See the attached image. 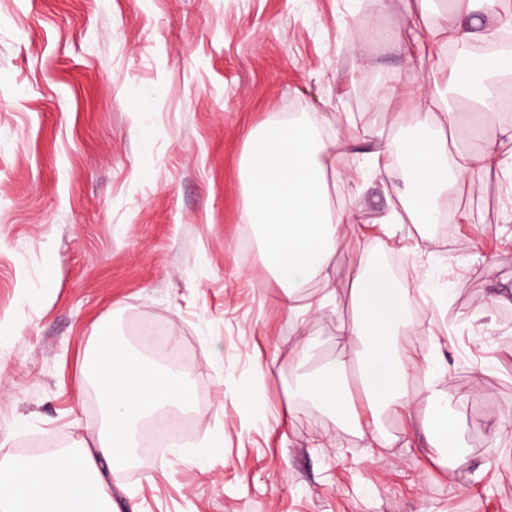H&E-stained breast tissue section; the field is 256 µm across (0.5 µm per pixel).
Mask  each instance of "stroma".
Instances as JSON below:
<instances>
[{
  "instance_id": "stroma-1",
  "label": "stroma",
  "mask_w": 512,
  "mask_h": 512,
  "mask_svg": "<svg viewBox=\"0 0 512 512\" xmlns=\"http://www.w3.org/2000/svg\"><path fill=\"white\" fill-rule=\"evenodd\" d=\"M411 0H0V459L79 446L101 420L83 375L101 325L142 347L166 326L190 360L196 429L106 472L115 512H512V178L464 180L449 234L377 218L405 211L403 179L329 183L354 215L334 258L336 307L297 328L243 217L247 134L297 109L369 147L411 130L400 100L366 103L404 74L371 36L430 38ZM372 63H365V56ZM374 244L364 248L361 232ZM425 272L403 346L415 411L377 434L341 431L304 399L303 372L352 362L336 332L348 288L382 249ZM452 385L466 463L433 459L427 386ZM265 403L249 414L246 392ZM302 405L289 423L287 404ZM333 436L331 447L313 439ZM207 439L204 460L185 440Z\"/></svg>"
}]
</instances>
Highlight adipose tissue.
Returning <instances> with one entry per match:
<instances>
[{
    "label": "adipose tissue",
    "mask_w": 512,
    "mask_h": 512,
    "mask_svg": "<svg viewBox=\"0 0 512 512\" xmlns=\"http://www.w3.org/2000/svg\"><path fill=\"white\" fill-rule=\"evenodd\" d=\"M480 2L486 7V20L478 32L460 21H447L446 11L437 10L435 0H413V14L424 19L437 11V31L448 33L452 44L465 49L474 38L493 42L512 30V18L502 16L494 0ZM506 75H512V51L470 57L452 84L470 90L475 110L491 123L498 109L495 81ZM390 98L405 100L418 110L422 134L402 136L360 153L321 126L292 117L271 122L247 137L244 216L284 290L289 317H296L298 292L309 283L323 286L319 302L307 304L309 314L337 300L332 281L336 237L342 225L353 221L350 211H333L328 205L327 181L342 177L338 158L352 156L365 182L402 170L411 208L381 216L385 229L431 222L439 199L460 179L508 166L491 141L464 153L449 151L445 130L453 122V109L439 86L416 89L398 78L380 88L373 101ZM410 295V289L395 284L380 266L354 277L349 289L353 318L340 324L337 334L344 343L367 345V352L357 359L358 376L352 380L345 368L324 366L306 376L302 386L306 397L334 418L337 428L352 429L363 438L372 432L371 417L410 412L406 394L416 360L398 346L400 336L409 330L405 314ZM84 375L99 389L102 425L77 449L0 460V512H111V487L102 464L131 463L140 423L162 410L183 411L190 399L181 371L149 361L136 350L114 346L107 336L85 361ZM453 399L451 387L430 388L427 419L434 430L437 463L455 468L464 461L460 437L465 425L448 412Z\"/></svg>",
    "instance_id": "1"
}]
</instances>
